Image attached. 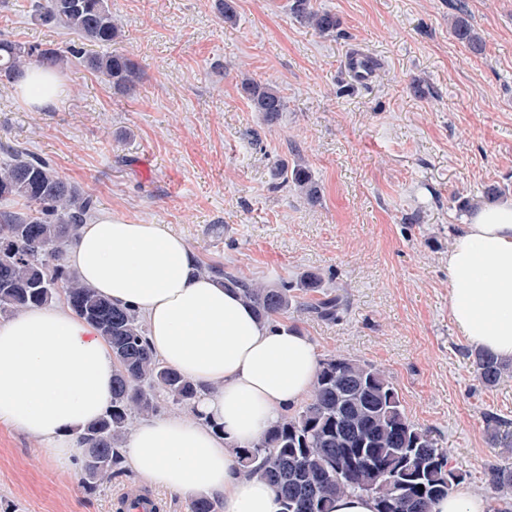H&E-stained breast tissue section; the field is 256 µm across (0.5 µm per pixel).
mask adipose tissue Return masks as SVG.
Listing matches in <instances>:
<instances>
[{
  "label": "adipose tissue",
  "mask_w": 512,
  "mask_h": 512,
  "mask_svg": "<svg viewBox=\"0 0 512 512\" xmlns=\"http://www.w3.org/2000/svg\"><path fill=\"white\" fill-rule=\"evenodd\" d=\"M69 263L113 303L138 311L166 365L202 392L192 414H163L127 434L129 467L151 487L218 494L224 512H278L275 489L239 472L238 449L312 390L310 337L257 319L238 289L199 273L164 224L103 213L81 225ZM448 310L469 345L512 361V200L473 209L448 249ZM112 349L66 304L0 322V423L70 464L81 428L112 400Z\"/></svg>",
  "instance_id": "1"
}]
</instances>
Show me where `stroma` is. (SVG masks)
Segmentation results:
<instances>
[{"label": "stroma", "mask_w": 512, "mask_h": 512, "mask_svg": "<svg viewBox=\"0 0 512 512\" xmlns=\"http://www.w3.org/2000/svg\"><path fill=\"white\" fill-rule=\"evenodd\" d=\"M112 0L123 35L112 48L141 65L135 96L115 93L80 59L60 74L56 104L30 107L0 83V163L8 147L40 156L94 193L99 211L164 224L199 263L266 283L320 274L346 309L333 323L284 322L320 357L384 368L411 421L447 448L468 485L512 463L491 447L486 415L512 422V373L485 387L448 311V249L467 215L456 199L499 186L512 198V0H464L485 39L474 55L452 36L455 0H313L336 32L297 22L287 0ZM33 0H0V38L59 50L77 34L41 25ZM375 60L369 82L346 71L350 50ZM276 84L286 110L255 112L242 75ZM423 95H416L413 84ZM304 161L321 187L311 206L273 179ZM164 512L189 501L131 469L89 488L79 463L59 466L42 445L0 423V512H124L122 493Z\"/></svg>", "instance_id": "obj_1"}]
</instances>
